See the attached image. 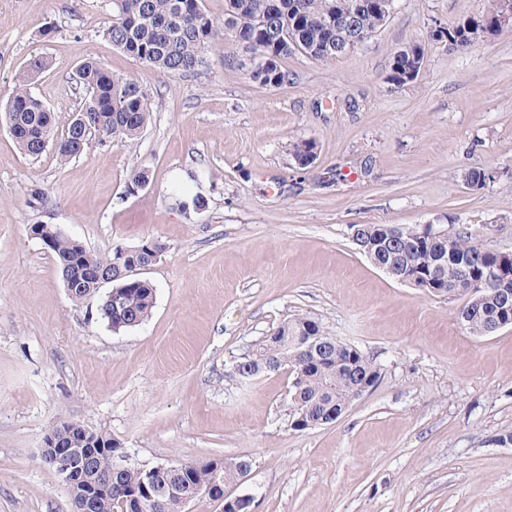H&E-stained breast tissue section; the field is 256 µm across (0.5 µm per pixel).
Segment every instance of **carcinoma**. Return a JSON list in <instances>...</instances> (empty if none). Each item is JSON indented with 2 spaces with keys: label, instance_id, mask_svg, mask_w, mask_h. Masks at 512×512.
<instances>
[{
  "label": "carcinoma",
  "instance_id": "obj_1",
  "mask_svg": "<svg viewBox=\"0 0 512 512\" xmlns=\"http://www.w3.org/2000/svg\"><path fill=\"white\" fill-rule=\"evenodd\" d=\"M352 0H224V17L214 18L204 0H111V12L105 21L104 35L113 47L138 59L145 67L163 73L188 75L206 65L205 47L222 32L232 33L233 41L258 54L250 71L251 78L264 85L280 87L288 83V71L282 61L300 52L316 59H334L347 51H334L336 29L329 26L331 16L347 18ZM366 6L355 19L354 34H372L390 16L389 0H365ZM504 8V0H485V7L466 24L492 28ZM423 63V49L411 45L398 51L388 80L403 86L410 83L405 75ZM50 65L42 56L31 58L15 74L0 122L10 130L21 152L37 158L51 149L62 163L79 156L92 137L101 143L119 145L134 140L150 120L146 95L138 78L115 76L94 59L82 63L77 71L85 88L78 112L57 133L53 113L34 96L30 85ZM36 236L53 254L57 270L71 301L80 305L98 299L97 315L115 331L141 325L155 304V288L141 274L128 273L127 264L148 263L150 255H162L166 245L148 238L131 249L130 256L119 262L116 252L94 253L78 239L51 224H33ZM353 243L361 253H370L391 265L400 274L409 275L431 294L441 289L446 295L463 280L488 292L468 301L457 320L476 336L488 335L487 329L497 317L512 321V272L487 281L488 271L498 263V256L484 250L466 233L440 230L433 236L421 225L353 224ZM111 279L116 303L107 301L98 288V278ZM511 296L500 302L499 293ZM290 336H302L306 344L286 342ZM289 369V405L295 430L335 422L354 401L356 386L368 383L376 387L382 377L380 368L358 348L325 334L316 320L296 316L285 319L257 345L243 354L236 368L243 380L254 379L272 367ZM57 441L74 448H105L112 457L102 456L98 472L114 463L112 490L102 494L99 512H183L179 500L168 496L152 497L141 493L142 468L120 459L122 443L104 432L68 421L49 429ZM223 467L224 480L233 482L252 469L246 456L232 459L188 461L181 469L166 463L155 468L157 487L179 486L192 499L213 479L212 465Z\"/></svg>",
  "mask_w": 512,
  "mask_h": 512
}]
</instances>
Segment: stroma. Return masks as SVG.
I'll return each mask as SVG.
<instances>
[{"instance_id":"obj_1","label":"stroma","mask_w":512,"mask_h":512,"mask_svg":"<svg viewBox=\"0 0 512 512\" xmlns=\"http://www.w3.org/2000/svg\"><path fill=\"white\" fill-rule=\"evenodd\" d=\"M484 0H395L345 56L284 60L287 85L250 77L230 34L192 75L152 72L101 32L110 0H0V102L36 55L31 85L65 128L93 58L137 76L152 120L130 146L90 141L59 164L23 155L0 124V512H71L40 455L76 420L120 440L134 465L251 458L255 512H512V328L475 336L459 296L375 268L354 224H432L512 250V32L460 53L434 24ZM422 45L417 78L389 82L396 51ZM316 143L299 168L293 145ZM145 188L128 193L135 167ZM493 172L485 188L463 182ZM44 191L45 208L29 205ZM203 196L206 207L183 209ZM92 251L167 246L145 276L140 326L116 333L96 300L75 305L33 224ZM294 315L376 359L382 378L334 423L291 426L289 375L242 381L234 365Z\"/></svg>"}]
</instances>
